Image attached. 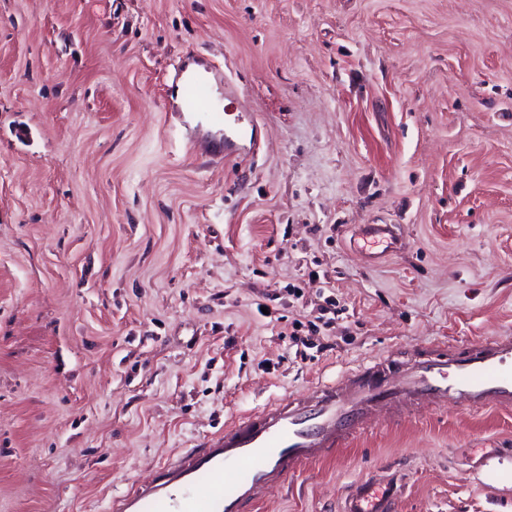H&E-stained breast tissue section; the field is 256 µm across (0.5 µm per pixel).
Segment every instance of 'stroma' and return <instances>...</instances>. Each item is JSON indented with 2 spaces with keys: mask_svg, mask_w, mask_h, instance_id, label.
Wrapping results in <instances>:
<instances>
[{
  "mask_svg": "<svg viewBox=\"0 0 512 512\" xmlns=\"http://www.w3.org/2000/svg\"><path fill=\"white\" fill-rule=\"evenodd\" d=\"M189 51L256 157L187 149L164 85ZM365 224L398 236L374 263ZM496 336L512 0H0V512H109L227 416ZM365 481L396 512H512V411L381 415L256 512Z\"/></svg>",
  "mask_w": 512,
  "mask_h": 512,
  "instance_id": "stroma-1",
  "label": "stroma"
}]
</instances>
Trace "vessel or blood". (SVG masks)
<instances>
[{"instance_id": "1", "label": "vessel or blood", "mask_w": 512, "mask_h": 512, "mask_svg": "<svg viewBox=\"0 0 512 512\" xmlns=\"http://www.w3.org/2000/svg\"><path fill=\"white\" fill-rule=\"evenodd\" d=\"M223 85V68L187 57L168 94L179 112L200 117L186 129L192 146L227 159L256 154L257 123L224 108ZM446 402L511 411L512 336L474 349H426L395 364L366 363L304 395L241 412L223 430L180 449L150 479L114 495L110 512H252L270 488L302 465L335 455L382 413ZM393 499V492L363 483L347 494L343 512H390Z\"/></svg>"}]
</instances>
